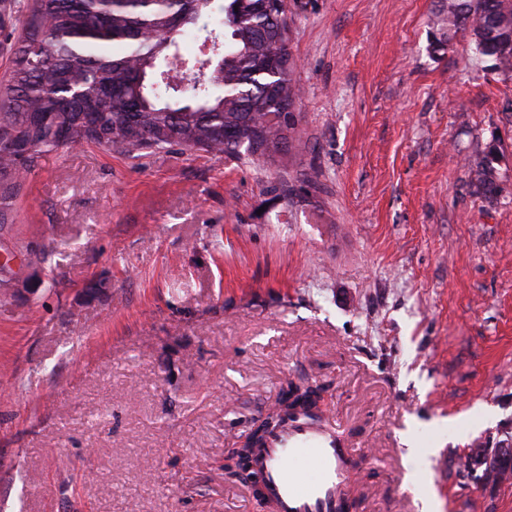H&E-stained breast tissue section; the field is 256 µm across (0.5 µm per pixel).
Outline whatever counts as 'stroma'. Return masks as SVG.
Segmentation results:
<instances>
[{
  "mask_svg": "<svg viewBox=\"0 0 512 512\" xmlns=\"http://www.w3.org/2000/svg\"><path fill=\"white\" fill-rule=\"evenodd\" d=\"M436 2L287 0L302 152L43 155L0 224V512H267L224 459L292 379L354 512H512L462 467L512 442V79L432 51ZM473 181L477 191L489 202H493L498 193L495 170L487 162H482L473 171Z\"/></svg>",
  "mask_w": 512,
  "mask_h": 512,
  "instance_id": "obj_1",
  "label": "stroma"
}]
</instances>
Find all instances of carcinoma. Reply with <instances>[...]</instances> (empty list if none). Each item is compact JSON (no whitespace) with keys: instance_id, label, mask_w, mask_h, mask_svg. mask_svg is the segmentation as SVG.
<instances>
[{"instance_id":"obj_1","label":"carcinoma","mask_w":512,"mask_h":512,"mask_svg":"<svg viewBox=\"0 0 512 512\" xmlns=\"http://www.w3.org/2000/svg\"><path fill=\"white\" fill-rule=\"evenodd\" d=\"M20 30L0 84L1 205L41 157L94 144L130 157L174 146L270 157L299 149L301 131L282 118L300 93L293 74L286 0H10ZM434 44L457 37L512 77V0H440ZM185 37L211 44L198 68L174 81L170 62ZM496 199L495 170L473 171Z\"/></svg>"}]
</instances>
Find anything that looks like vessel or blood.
I'll list each match as a JSON object with an SVG mask.
<instances>
[{"label":"vessel or blood","mask_w":512,"mask_h":512,"mask_svg":"<svg viewBox=\"0 0 512 512\" xmlns=\"http://www.w3.org/2000/svg\"><path fill=\"white\" fill-rule=\"evenodd\" d=\"M352 461L317 413L299 409L264 434L246 473L271 512H349Z\"/></svg>","instance_id":"obj_1"}]
</instances>
